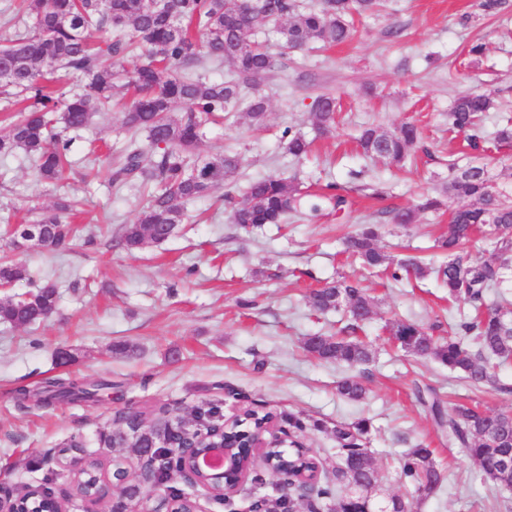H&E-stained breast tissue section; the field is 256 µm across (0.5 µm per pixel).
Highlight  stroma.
I'll list each match as a JSON object with an SVG mask.
<instances>
[{
	"label": "stroma",
	"instance_id": "1",
	"mask_svg": "<svg viewBox=\"0 0 512 512\" xmlns=\"http://www.w3.org/2000/svg\"><path fill=\"white\" fill-rule=\"evenodd\" d=\"M484 13L480 0H390L387 11L364 15L353 39L335 47L291 54L284 67L262 83L269 100L263 128L244 113L225 114L205 128L201 154L240 155L233 179L237 200L250 182L269 176L293 178L308 191L318 213L288 216L285 223L243 227L230 220L220 193L184 203L185 218L162 243H146L135 253L120 244L118 230L132 223L147 200L138 183L122 190L110 183L107 159L99 158L96 179H86L82 163L92 139L124 153L129 135L124 111L116 107L81 131L73 147L74 165L57 186L34 179V162L24 154L0 158V261L21 260L30 279L0 288V299L55 284V312L42 323H0V485L8 488L54 487L67 512H112L122 495L108 489L92 504L77 496L60 451L71 440L84 441L90 458L111 475L113 462L138 471L140 461L121 448H105L101 434L111 432L117 413L139 412L145 423L167 416L185 421L207 405L232 417L239 406L302 419L300 439L321 458L334 456L336 423L367 419V446L382 476L377 500L405 499L411 512H512V490L484 481L464 449L449 445L448 433L421 405L416 387L434 390L443 413L458 404L512 412V396L472 388L433 359L407 355L390 341L398 321L444 337L449 322L469 312L448 301L436 276L392 280L351 262L345 236L362 225L379 227L378 244L394 260L420 256L431 268L448 257L435 241L447 234L450 211L417 214L413 223H390L387 207L409 208L424 194L443 195L448 164L478 160L461 134L449 131L447 112L458 95L489 93L495 107L484 119L495 135L500 115L512 116V0H500ZM484 43L480 56L472 44ZM324 93L337 99L332 133L316 134L311 112ZM411 121L421 141L405 165L366 157L356 138L364 126L392 130ZM313 141L307 157L287 151L285 129ZM343 188L347 203L332 212L325 185ZM82 200L77 215L83 231L59 251L38 246L16 249L6 225L26 217L30 207L52 208L58 198ZM361 282L374 313L357 336L371 345L375 359L361 375L363 400L336 392L351 373L341 363L306 354L304 337L342 330V313L318 314L307 295L341 278ZM128 344L130 354L112 352ZM73 354L57 361L58 351ZM55 378L108 380L94 404L43 405L41 390ZM321 429H314L312 421ZM431 448L447 479L440 490L421 495L400 479L398 461L411 448ZM277 479L255 466L235 497L237 512H249L261 499L277 498Z\"/></svg>",
	"mask_w": 512,
	"mask_h": 512
}]
</instances>
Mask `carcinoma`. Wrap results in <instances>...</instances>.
Wrapping results in <instances>:
<instances>
[{"instance_id":"carcinoma-1","label":"carcinoma","mask_w":512,"mask_h":512,"mask_svg":"<svg viewBox=\"0 0 512 512\" xmlns=\"http://www.w3.org/2000/svg\"><path fill=\"white\" fill-rule=\"evenodd\" d=\"M32 18L30 30L4 39L0 44V93L15 97V119L0 125V156L19 152L36 159L35 177L46 184L61 179L70 165L73 138L68 131L88 128L96 114L108 112L113 102L130 98L125 105L124 126L132 134H146V145L133 141L111 174L114 187L136 179L154 185L137 219L121 228L124 248L133 252L147 241L169 239L183 223L180 204L204 198L231 185L241 165L237 154L197 153L203 129L222 112L246 113L252 125L265 122L267 96L261 88L268 74L283 65L290 51L313 42L341 44L352 36L356 14L373 12L379 0H319L301 9L296 0H24ZM277 22L282 52L275 54L264 41L252 40L257 26ZM136 55L133 70L125 62ZM211 63L224 65L226 76L212 80L204 70ZM65 70L86 81L78 93L52 85L54 74ZM252 88L248 100L242 88ZM488 94L459 97L448 112V129L466 135L477 148L484 139L480 121L493 108ZM179 116H173V113ZM336 97L322 94L315 101L312 125L319 132L335 123ZM287 150L295 158L310 151L311 142L287 129ZM419 139L418 129L405 123L392 132L376 127L364 129L358 145L368 157H379L402 165ZM446 193L466 200L451 211L448 235L438 247L448 254V264L437 271L448 288V299L470 305L475 315L449 326L448 337H436L421 326L399 321L393 336L405 353L431 358L460 374L470 386H488L512 394L497 368L512 361V312L499 303L486 302L487 292L504 281L512 269V204L496 194L487 166L448 165ZM303 194L292 180L276 175L249 184L245 200L231 212L232 222L241 226L281 224L298 211ZM81 202L61 199L52 210L32 222L17 225L13 240L24 239L49 250L66 247L73 235L65 215ZM444 200L422 197L415 208L387 211L394 224H410L419 211H438ZM488 242L487 255L474 258L469 246L476 236ZM377 230L371 225L345 238L346 252L370 268L389 266V257L376 246ZM29 279L22 264L0 265V284ZM57 287L47 283L28 292L0 300V322L26 326L42 322L56 309ZM309 305L317 313L343 310L354 330L373 313L370 296L356 282L336 280L314 289ZM305 352L323 362L345 363L361 368L373 358L368 345L339 335L308 336ZM101 381L76 386L59 379L42 391L47 406L68 401L95 403ZM338 394L360 401L366 389L358 376L337 383ZM430 411L448 430V443L465 450L483 479L512 490V413L484 411L459 405L442 420L440 401L432 395ZM120 427L100 436L112 447L128 445L138 459L156 451L162 442H176L178 435L164 424L126 423L116 415ZM369 432L364 419L334 427L336 461L317 459L319 477L309 487L316 499H336L335 512H410L405 500L390 498L373 510V493L380 486L379 471L371 450L366 448ZM400 475L415 492L429 495L446 480L429 448L411 449L400 461ZM98 464L93 461L77 480L91 491L97 485Z\"/></svg>"}]
</instances>
